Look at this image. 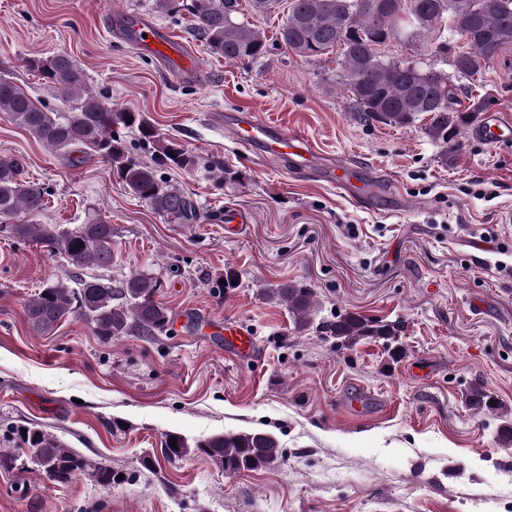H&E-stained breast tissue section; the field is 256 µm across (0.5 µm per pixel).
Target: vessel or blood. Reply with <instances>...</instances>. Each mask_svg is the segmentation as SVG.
Here are the masks:
<instances>
[{
    "label": "vessel or blood",
    "mask_w": 512,
    "mask_h": 512,
    "mask_svg": "<svg viewBox=\"0 0 512 512\" xmlns=\"http://www.w3.org/2000/svg\"><path fill=\"white\" fill-rule=\"evenodd\" d=\"M116 34L139 53L155 58L178 80H202V69L166 28L145 18L134 21L121 19L116 24ZM227 120L240 144L253 152L281 158L290 169L302 170L304 161L312 153V147L304 136L284 131L257 113L234 112L228 115ZM508 132L512 133V121L496 114L485 116L473 129L474 136L488 143L498 142ZM368 181V191L359 198L362 206L376 211L404 210L401 200L385 195L380 178L372 175ZM224 353L238 360L256 357L257 345L251 329L242 324L225 326Z\"/></svg>",
    "instance_id": "vessel-or-blood-1"
}]
</instances>
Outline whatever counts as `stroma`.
I'll return each instance as SVG.
<instances>
[{"mask_svg": "<svg viewBox=\"0 0 512 512\" xmlns=\"http://www.w3.org/2000/svg\"><path fill=\"white\" fill-rule=\"evenodd\" d=\"M288 9L289 0L265 16L242 7L270 48L246 65L211 55L187 12H160L155 0H0V67L33 97L56 102L29 60L68 54L112 104L146 113L163 137L237 174L219 189L200 172L175 173L200 208L198 223L176 224L97 158L53 153L0 114V156L23 157L28 180L47 191L40 223L74 227L96 208L112 226V264L89 276L152 273L173 320L151 338L107 341L76 318L37 334L26 302L72 268L0 228V448L17 451L13 426L34 423L128 476L103 487L80 475L59 487L33 463L0 469V512H512V442L500 435L512 426V142L464 131L447 151L424 121L361 120L335 54L307 60L279 44ZM113 14L167 28L205 81L175 82L111 37ZM384 53L447 74L463 101L495 86L494 111L512 118V47L472 78L424 43ZM236 110L303 135L336 163L367 167L406 209L370 211L246 150L213 120ZM229 210L243 218L230 237ZM228 267L237 284L217 291ZM284 283L314 293L313 326L299 328L272 297ZM338 311L400 324L404 357L321 334L318 323ZM228 320L253 331L257 360L225 357L209 331ZM476 383L503 412L467 406ZM249 431L278 440V461L227 474L200 453L162 454L171 433Z\"/></svg>", "mask_w": 512, "mask_h": 512, "instance_id": "35a3bbf8", "label": "stroma"}]
</instances>
